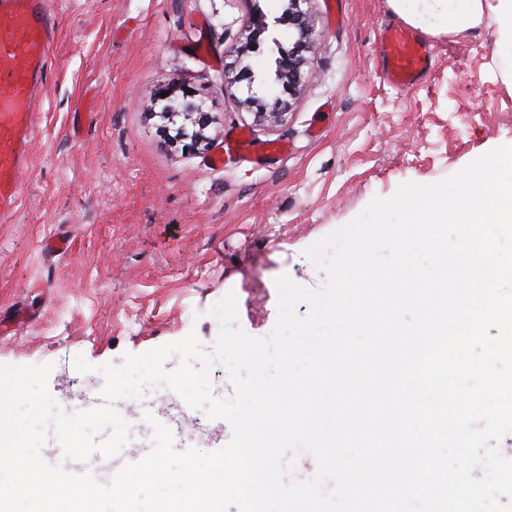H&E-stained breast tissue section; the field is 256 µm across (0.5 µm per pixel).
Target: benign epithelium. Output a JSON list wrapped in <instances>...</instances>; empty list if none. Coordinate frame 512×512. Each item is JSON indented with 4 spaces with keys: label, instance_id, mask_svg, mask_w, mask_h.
I'll return each mask as SVG.
<instances>
[{
    "label": "benign epithelium",
    "instance_id": "7a95c632",
    "mask_svg": "<svg viewBox=\"0 0 512 512\" xmlns=\"http://www.w3.org/2000/svg\"><path fill=\"white\" fill-rule=\"evenodd\" d=\"M307 2L309 0H288L282 13L271 19L262 10L251 9L244 40L238 48L240 56L259 52L264 42V35L274 33L279 26L288 27L296 35L292 47L288 49L284 48L277 39H272L278 53L270 82L276 90L273 98L266 100L253 93V84L262 78L263 73L255 72L249 64L239 68L230 78L229 84L232 86L245 84L247 96L242 100V104L253 110L254 119L259 123L270 126L282 123L287 110L306 90L303 67L307 63V53L313 49L311 15L302 9V4ZM167 111L184 113L200 131L210 123V113L206 112L204 104L190 98L188 94L183 96L182 100L175 99L168 104Z\"/></svg>",
    "mask_w": 512,
    "mask_h": 512
}]
</instances>
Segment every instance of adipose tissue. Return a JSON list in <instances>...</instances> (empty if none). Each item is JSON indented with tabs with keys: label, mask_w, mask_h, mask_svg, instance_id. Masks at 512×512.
I'll list each match as a JSON object with an SVG mask.
<instances>
[{
	"label": "adipose tissue",
	"mask_w": 512,
	"mask_h": 512,
	"mask_svg": "<svg viewBox=\"0 0 512 512\" xmlns=\"http://www.w3.org/2000/svg\"><path fill=\"white\" fill-rule=\"evenodd\" d=\"M388 5L401 20L434 36L461 37L493 23L512 46V0H388Z\"/></svg>",
	"instance_id": "1"
}]
</instances>
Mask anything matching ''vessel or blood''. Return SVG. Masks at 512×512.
I'll list each match as a JSON object with an SVG mask.
<instances>
[{"instance_id":"b4317fda","label":"vessel or blood","mask_w":512,"mask_h":512,"mask_svg":"<svg viewBox=\"0 0 512 512\" xmlns=\"http://www.w3.org/2000/svg\"><path fill=\"white\" fill-rule=\"evenodd\" d=\"M51 29L44 0H0V216L14 211L21 199L18 172L35 125L36 88L49 65ZM428 59L408 27L381 29L380 62L390 85H417Z\"/></svg>"}]
</instances>
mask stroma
<instances>
[{"mask_svg": "<svg viewBox=\"0 0 512 512\" xmlns=\"http://www.w3.org/2000/svg\"><path fill=\"white\" fill-rule=\"evenodd\" d=\"M55 18L22 196L0 217V365H52L47 386L68 412L104 406L100 368L196 333L212 347L211 308L237 298L238 325L268 336L276 280L322 289L306 251L407 181L457 173L512 139V89L494 26L423 35L419 85L384 79L377 34L387 0H309L316 44L307 91L286 120L255 122L225 88L250 11L244 0H47ZM202 101L213 121L198 145L162 146L160 88ZM286 153L261 158L264 146ZM222 165H213L216 154ZM65 239L67 252L47 243ZM91 364L79 372L76 357ZM134 438L112 468L152 449L153 415L173 447L212 452L232 429L174 391L120 399Z\"/></svg>", "mask_w": 512, "mask_h": 512, "instance_id": "stroma-1", "label": "stroma"}]
</instances>
